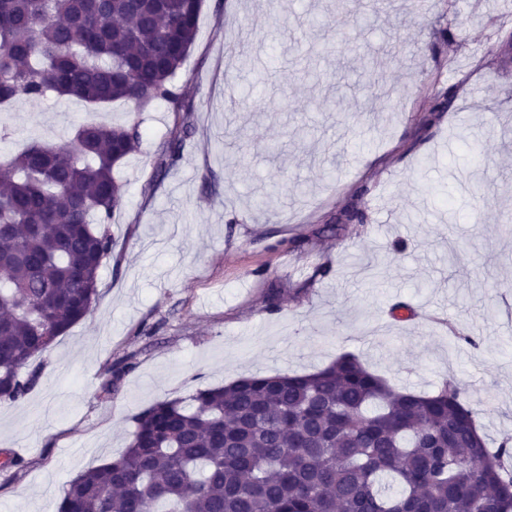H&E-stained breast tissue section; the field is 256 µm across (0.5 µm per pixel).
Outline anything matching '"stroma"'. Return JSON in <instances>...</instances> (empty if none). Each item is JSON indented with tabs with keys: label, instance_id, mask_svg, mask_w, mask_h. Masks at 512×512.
<instances>
[{
	"label": "stroma",
	"instance_id": "1",
	"mask_svg": "<svg viewBox=\"0 0 512 512\" xmlns=\"http://www.w3.org/2000/svg\"><path fill=\"white\" fill-rule=\"evenodd\" d=\"M280 2L203 0L176 78L193 129L164 176L154 155L178 122L166 101L51 92L0 110L1 158L33 139L68 144L90 120L141 133L114 170L124 200L92 316L43 354L28 396L0 404V512H38L117 459L156 401L311 373L344 352L399 388L461 380L490 405L489 448L512 436V0H355L345 25L316 32L309 15L335 16L336 0ZM241 46L255 69L240 68ZM372 60L370 94L356 74ZM309 67L342 73L339 87ZM442 86L456 94L425 126ZM462 123L481 159L454 136ZM352 202L363 223L325 232ZM452 241L467 258L449 260Z\"/></svg>",
	"mask_w": 512,
	"mask_h": 512
}]
</instances>
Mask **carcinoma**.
Instances as JSON below:
<instances>
[{
    "label": "carcinoma",
    "instance_id": "obj_1",
    "mask_svg": "<svg viewBox=\"0 0 512 512\" xmlns=\"http://www.w3.org/2000/svg\"><path fill=\"white\" fill-rule=\"evenodd\" d=\"M202 0H0V104L49 92L87 103L165 100ZM434 94L431 124L448 111ZM192 130L162 146L176 165ZM138 125L82 123L0 164V403L37 385L41 355L87 318L123 204L113 171ZM464 386L398 389L352 353L308 374L241 376L135 418L117 459L67 485L52 512H512V438L478 433Z\"/></svg>",
    "mask_w": 512,
    "mask_h": 512
}]
</instances>
